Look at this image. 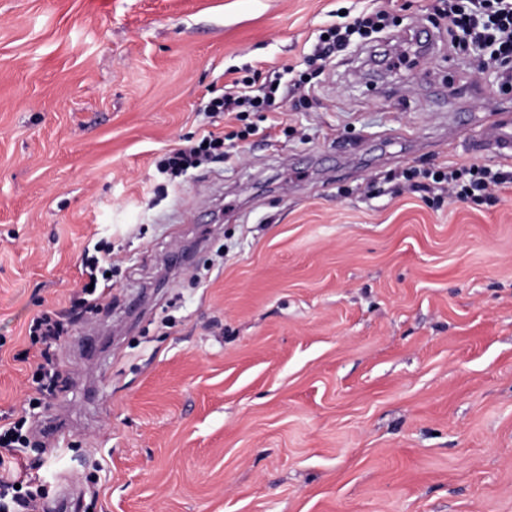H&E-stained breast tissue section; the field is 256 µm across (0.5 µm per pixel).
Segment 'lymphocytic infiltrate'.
I'll use <instances>...</instances> for the list:
<instances>
[{"label":"lymphocytic infiltrate","mask_w":512,"mask_h":512,"mask_svg":"<svg viewBox=\"0 0 512 512\" xmlns=\"http://www.w3.org/2000/svg\"><path fill=\"white\" fill-rule=\"evenodd\" d=\"M387 14L379 10L355 17L343 26L328 29L325 38L319 39L314 50L315 60L327 62L336 53L346 48L352 35L369 37L385 25ZM449 30L460 32L483 49L481 55L471 62L475 73L493 72L491 89L494 93L512 90V0H448V6L440 12ZM317 84L313 74H300L292 85H282L274 79L264 88H255L248 79H236L229 91L210 98L204 110L209 114L221 112H264L271 110L278 97L291 92L313 94ZM218 133L206 130L198 141L183 149L173 150L158 166L161 174L180 177L191 169L223 158L224 147ZM403 178L412 189L427 193L429 199L439 200L449 196L474 202L495 200L501 188L512 183V172L495 171L486 167H438L420 171L409 168ZM102 273L99 258L84 261L82 274L88 283L82 297L75 299L63 312H44L34 317L29 325L30 335L36 336L44 345L41 356L46 366L33 376L37 393L52 392L55 380L49 371L57 350L70 328L81 318L84 311L99 304L112 293L111 283L100 282ZM40 488L32 484L18 485L11 463L0 456V512H35Z\"/></svg>","instance_id":"obj_1"}]
</instances>
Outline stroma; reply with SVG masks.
Returning a JSON list of instances; mask_svg holds the SVG:
<instances>
[{"label":"stroma","instance_id":"obj_1","mask_svg":"<svg viewBox=\"0 0 512 512\" xmlns=\"http://www.w3.org/2000/svg\"><path fill=\"white\" fill-rule=\"evenodd\" d=\"M433 3L0 0V416L64 426L14 451L38 512L67 486L76 512H512V186L435 207L399 176L512 168L468 149L512 100L464 94ZM380 8L308 99L204 113ZM423 29L416 68L380 64ZM205 130L222 161L158 173ZM100 241L112 295L25 406L29 324Z\"/></svg>","mask_w":512,"mask_h":512}]
</instances>
